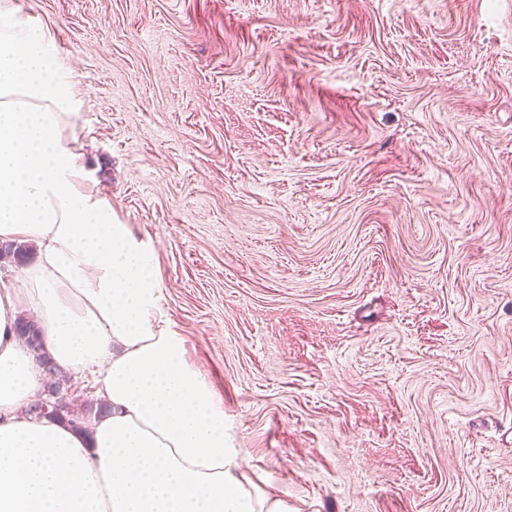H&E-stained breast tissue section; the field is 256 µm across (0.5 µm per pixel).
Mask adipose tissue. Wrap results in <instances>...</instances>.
<instances>
[{
    "mask_svg": "<svg viewBox=\"0 0 512 512\" xmlns=\"http://www.w3.org/2000/svg\"><path fill=\"white\" fill-rule=\"evenodd\" d=\"M81 108L52 31L0 0V241L38 247L0 290V512H288L229 453L224 406L162 317L155 250L91 188L65 134ZM24 303L112 407L89 435L28 414L43 373L15 334Z\"/></svg>",
    "mask_w": 512,
    "mask_h": 512,
    "instance_id": "ef3b65f1",
    "label": "adipose tissue"
}]
</instances>
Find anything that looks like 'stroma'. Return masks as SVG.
<instances>
[{"mask_svg":"<svg viewBox=\"0 0 512 512\" xmlns=\"http://www.w3.org/2000/svg\"><path fill=\"white\" fill-rule=\"evenodd\" d=\"M289 512H512V0H17Z\"/></svg>","mask_w":512,"mask_h":512,"instance_id":"1","label":"stroma"}]
</instances>
